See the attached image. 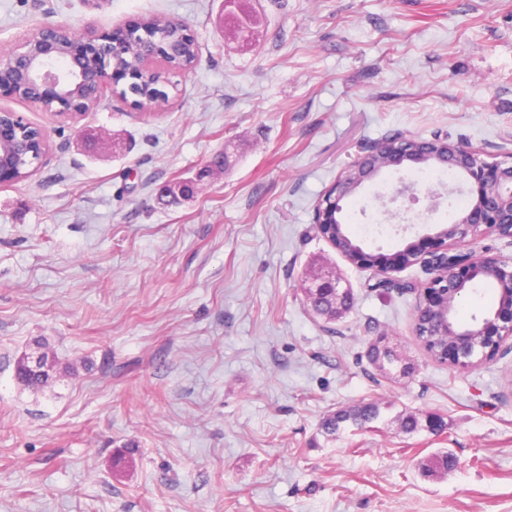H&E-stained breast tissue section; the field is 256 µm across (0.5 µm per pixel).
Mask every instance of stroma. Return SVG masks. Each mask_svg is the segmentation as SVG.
Returning a JSON list of instances; mask_svg holds the SVG:
<instances>
[{
  "label": "stroma",
  "instance_id": "35a3bbf8",
  "mask_svg": "<svg viewBox=\"0 0 512 512\" xmlns=\"http://www.w3.org/2000/svg\"><path fill=\"white\" fill-rule=\"evenodd\" d=\"M221 0H0V53L46 26L73 35L155 16L189 27L197 64L164 107L119 95L79 123L15 98L51 150L0 184V512H512V351L461 370L414 334L417 265L377 275L317 235V205L363 145L464 139L512 157V0H246L249 43ZM87 129L115 147L86 148ZM225 152L195 197L162 201ZM383 172L342 202L364 251L426 240L458 207L398 200L428 223L375 225L371 197L432 175ZM355 294L329 322L300 291L313 263ZM390 332L416 371L386 379ZM26 353L51 383L18 385ZM374 403L372 428L323 434ZM403 410L442 420L407 435ZM450 450L456 465L427 474ZM366 358L369 364L385 378L392 377H410L415 372L414 363L405 356L401 357L398 354V346L392 343L387 334H380L375 339L371 340L366 349ZM398 361L408 363L402 376L396 372V364ZM379 416L380 407L377 404L340 408L323 419L321 428L326 435L335 436L336 433L348 424L358 429L367 428V425L376 421Z\"/></svg>",
  "mask_w": 512,
  "mask_h": 512
}]
</instances>
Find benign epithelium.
<instances>
[{
  "label": "benign epithelium",
  "mask_w": 512,
  "mask_h": 512,
  "mask_svg": "<svg viewBox=\"0 0 512 512\" xmlns=\"http://www.w3.org/2000/svg\"><path fill=\"white\" fill-rule=\"evenodd\" d=\"M68 60L60 71L55 61ZM123 59L140 76L139 82L167 86L170 81L157 68L160 59L154 47L129 35L128 27L115 28L90 36H67L46 26L22 39L12 50L0 54V75L10 72L22 78L23 87L0 82V96L23 97L59 117L77 120L91 110L106 91L117 90L115 60ZM49 152L46 133L28 123L17 112L0 113V182H16L29 177ZM409 165L451 166L468 180L474 191L470 207L460 212L450 225L433 235L434 245L421 249L409 243L407 265H420L431 274L422 286L415 309V320L426 311L434 315L428 327L433 335L446 336L452 343H467L468 332L455 327L451 315L463 287L478 278L496 279L504 303L475 323L472 330L492 341L494 355L504 350L512 337V258L483 253L479 256L458 250L468 238L491 232L512 245V162H488L481 152L464 141L444 138L413 140L397 138L380 142L343 169L336 184L319 204L315 224H341V201L356 194L362 185L381 171ZM345 256L367 265L360 246L346 251L331 235H322Z\"/></svg>",
  "instance_id": "1"
}]
</instances>
